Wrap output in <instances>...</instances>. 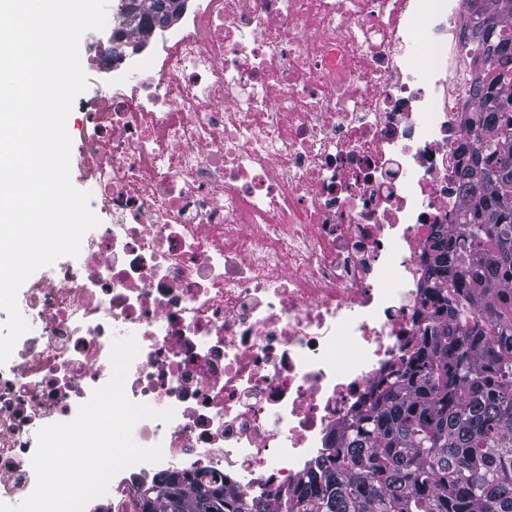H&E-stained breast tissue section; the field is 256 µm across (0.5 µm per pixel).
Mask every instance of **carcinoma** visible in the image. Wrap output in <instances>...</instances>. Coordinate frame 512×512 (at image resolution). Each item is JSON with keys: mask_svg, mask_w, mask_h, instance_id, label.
I'll use <instances>...</instances> for the list:
<instances>
[{"mask_svg": "<svg viewBox=\"0 0 512 512\" xmlns=\"http://www.w3.org/2000/svg\"><path fill=\"white\" fill-rule=\"evenodd\" d=\"M467 20L479 44L464 122L475 136L458 155L456 223L427 246L418 344L364 396L329 454L274 512H512V0ZM156 0H122L126 24L150 32ZM269 512L264 502L170 472L140 512Z\"/></svg>", "mask_w": 512, "mask_h": 512, "instance_id": "1", "label": "carcinoma"}]
</instances>
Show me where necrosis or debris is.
<instances>
[{"label":"necrosis or debris","mask_w":512,"mask_h":512,"mask_svg":"<svg viewBox=\"0 0 512 512\" xmlns=\"http://www.w3.org/2000/svg\"><path fill=\"white\" fill-rule=\"evenodd\" d=\"M470 0H196L83 104L72 144L97 227L20 289L0 365V502L38 430L139 351L127 398L162 459L84 512H135L169 471L276 505L413 349L425 246L459 207Z\"/></svg>","instance_id":"4bbe7bcc"}]
</instances>
